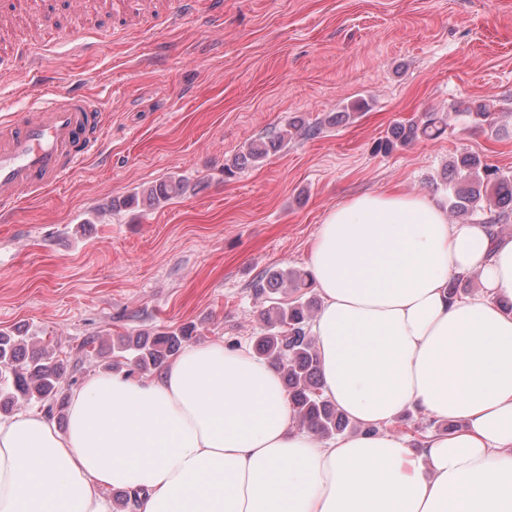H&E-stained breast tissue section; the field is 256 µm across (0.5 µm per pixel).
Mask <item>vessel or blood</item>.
I'll return each instance as SVG.
<instances>
[{"instance_id":"obj_1","label":"vessel or blood","mask_w":512,"mask_h":512,"mask_svg":"<svg viewBox=\"0 0 512 512\" xmlns=\"http://www.w3.org/2000/svg\"><path fill=\"white\" fill-rule=\"evenodd\" d=\"M99 103L56 94L0 126V213L11 202L59 185L101 148Z\"/></svg>"}]
</instances>
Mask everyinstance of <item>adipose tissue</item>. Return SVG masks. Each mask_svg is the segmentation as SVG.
<instances>
[{"label":"adipose tissue","mask_w":512,"mask_h":512,"mask_svg":"<svg viewBox=\"0 0 512 512\" xmlns=\"http://www.w3.org/2000/svg\"><path fill=\"white\" fill-rule=\"evenodd\" d=\"M308 269L324 396L357 427L296 426L280 375L216 340L157 375L89 377L67 425L0 419V512H512V237L400 192L328 210ZM478 275L471 295L450 278ZM458 422L417 445L408 410Z\"/></svg>","instance_id":"obj_1"}]
</instances>
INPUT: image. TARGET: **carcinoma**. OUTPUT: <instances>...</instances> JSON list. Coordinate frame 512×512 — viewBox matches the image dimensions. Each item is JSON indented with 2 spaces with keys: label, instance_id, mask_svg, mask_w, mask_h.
I'll return each mask as SVG.
<instances>
[{
  "label": "carcinoma",
  "instance_id": "1",
  "mask_svg": "<svg viewBox=\"0 0 512 512\" xmlns=\"http://www.w3.org/2000/svg\"><path fill=\"white\" fill-rule=\"evenodd\" d=\"M447 128L443 117L429 112L418 122L395 124L374 151L387 154L420 135L436 139ZM319 131L318 126L304 127L290 121L275 136L250 143L246 152L224 165V176L230 178L248 162L259 161L288 142L313 137ZM444 186L449 211L457 218L485 214L488 224H506L512 218V175L477 155H460ZM185 189L182 179L163 180L149 187L147 196L159 205L182 195ZM313 287L311 274L304 269L268 271L253 281L254 292L270 302L261 316L264 332L255 339L254 354L282 372L299 425L328 437L344 432L350 421L320 391L319 351L309 331L319 307ZM193 333L192 327L183 326L125 336L112 345L115 360L110 369L124 368L131 375L158 372L193 339ZM63 375L62 360L48 348L38 346L36 337L0 331V411L10 413L24 405L39 404L50 414L63 413L67 406Z\"/></svg>",
  "mask_w": 512,
  "mask_h": 512
}]
</instances>
